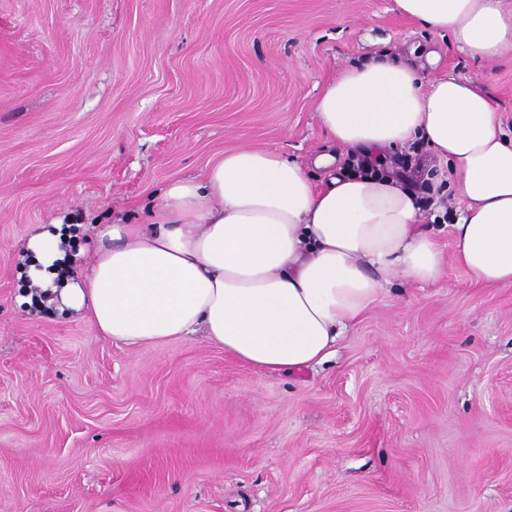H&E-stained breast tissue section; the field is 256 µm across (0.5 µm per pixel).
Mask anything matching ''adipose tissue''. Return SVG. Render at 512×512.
Segmentation results:
<instances>
[{"label": "adipose tissue", "mask_w": 512, "mask_h": 512, "mask_svg": "<svg viewBox=\"0 0 512 512\" xmlns=\"http://www.w3.org/2000/svg\"><path fill=\"white\" fill-rule=\"evenodd\" d=\"M401 13L450 35L471 57L512 48L502 0H395ZM316 120L333 149L311 164L272 149L224 153L199 176L169 181L141 222L97 232L93 256L69 278L56 220L25 252L32 285L62 279L59 310L130 346L201 335L239 362L294 373L333 355L338 339L401 277L433 283L445 254L423 225L418 194L401 181L338 165L422 144L448 165L455 255L472 279L512 284V136L488 95L455 74L375 54L325 85ZM325 173L315 183L310 169Z\"/></svg>", "instance_id": "adipose-tissue-1"}]
</instances>
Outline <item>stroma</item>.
Wrapping results in <instances>:
<instances>
[{
	"instance_id": "obj_1",
	"label": "stroma",
	"mask_w": 512,
	"mask_h": 512,
	"mask_svg": "<svg viewBox=\"0 0 512 512\" xmlns=\"http://www.w3.org/2000/svg\"><path fill=\"white\" fill-rule=\"evenodd\" d=\"M410 44L512 133V50L471 58L394 0H0V512H512V284L471 280L441 211L446 278L394 280L291 376L23 301L37 225L88 250L226 151H328L324 85Z\"/></svg>"
}]
</instances>
